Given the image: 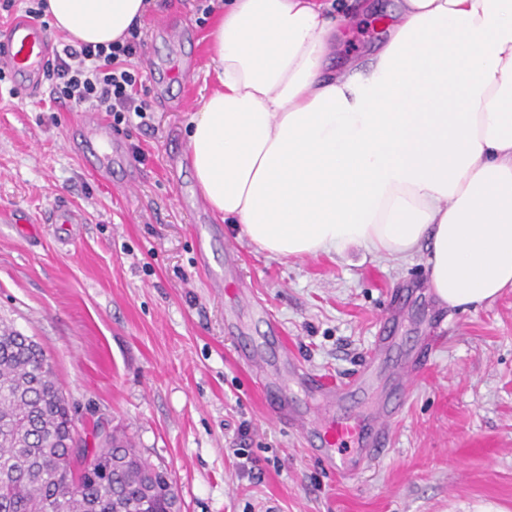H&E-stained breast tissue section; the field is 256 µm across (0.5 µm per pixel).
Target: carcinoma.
<instances>
[{
  "label": "carcinoma",
  "instance_id": "obj_1",
  "mask_svg": "<svg viewBox=\"0 0 512 512\" xmlns=\"http://www.w3.org/2000/svg\"><path fill=\"white\" fill-rule=\"evenodd\" d=\"M40 345L0 326V512H180L171 472L124 435L86 455Z\"/></svg>",
  "mask_w": 512,
  "mask_h": 512
}]
</instances>
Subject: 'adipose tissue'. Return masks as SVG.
<instances>
[{
	"instance_id": "obj_1",
	"label": "adipose tissue",
	"mask_w": 512,
	"mask_h": 512,
	"mask_svg": "<svg viewBox=\"0 0 512 512\" xmlns=\"http://www.w3.org/2000/svg\"><path fill=\"white\" fill-rule=\"evenodd\" d=\"M76 43L120 39L146 0H47ZM330 0H228L209 35L220 90L185 153L212 214L275 258L429 244L440 303L512 289V0H400L366 62L330 60Z\"/></svg>"
}]
</instances>
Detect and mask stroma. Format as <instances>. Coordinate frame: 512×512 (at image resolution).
Returning <instances> with one entry per match:
<instances>
[{"label": "stroma", "instance_id": "35a3bbf8", "mask_svg": "<svg viewBox=\"0 0 512 512\" xmlns=\"http://www.w3.org/2000/svg\"><path fill=\"white\" fill-rule=\"evenodd\" d=\"M198 5L150 0L134 64L153 110L148 125H111V173L89 170L79 113L45 93L0 99V321L42 347L88 446L94 430L125 433L171 471L181 512H512V291L452 308L428 284L426 249L272 258L215 218L184 158L191 113L218 87L208 35L224 3L207 16ZM338 7L352 21L336 67L387 40L398 0ZM169 25L190 31L174 42ZM187 60L197 67L186 86L174 73ZM59 202L80 215L75 232L45 223ZM230 247L246 303L209 285ZM260 307L300 365L340 382L377 336H394L371 393L354 403L365 412L393 395L392 366L430 348L387 447L360 474L340 477L313 452L330 417L322 401L288 388L307 434L265 403L247 352H262L272 379L288 366ZM237 448L259 459L257 477L238 470Z\"/></svg>", "mask_w": 512, "mask_h": 512}]
</instances>
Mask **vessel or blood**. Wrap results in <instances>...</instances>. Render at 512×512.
Listing matches in <instances>:
<instances>
[{"label":"vessel or blood","mask_w":512,"mask_h":512,"mask_svg":"<svg viewBox=\"0 0 512 512\" xmlns=\"http://www.w3.org/2000/svg\"><path fill=\"white\" fill-rule=\"evenodd\" d=\"M0 52L8 56L11 72L22 83L25 91L34 97L40 95L44 88V67L53 52V46L44 28L26 18L16 19L4 34L0 35ZM82 124L98 134L99 160L95 168L100 172L107 171L111 145L106 137L105 122L88 112L85 113ZM391 342V337H378L375 350L361 370L343 384L328 376L306 372L299 366L293 367L292 372L306 392L342 404L351 397L367 393L376 365L388 352ZM249 366L257 375L258 384L267 403L287 412L288 400L279 392L277 384L267 378L261 359H250ZM395 413L394 406L384 403L374 407L369 416L360 417L353 413L343 415L325 428L320 440L322 454L337 475H357L363 465L378 457L381 449L387 445L388 426Z\"/></svg>","instance_id":"obj_1"}]
</instances>
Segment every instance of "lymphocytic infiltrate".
Returning a JSON list of instances; mask_svg holds the SVG:
<instances>
[{
	"mask_svg": "<svg viewBox=\"0 0 512 512\" xmlns=\"http://www.w3.org/2000/svg\"><path fill=\"white\" fill-rule=\"evenodd\" d=\"M144 47L139 28L127 38L105 45H63L48 60L45 81L53 102L72 111L87 109L110 114L115 123L146 118L152 106L140 95L141 73L132 61Z\"/></svg>",
	"mask_w": 512,
	"mask_h": 512,
	"instance_id": "obj_1",
	"label": "lymphocytic infiltrate"
}]
</instances>
